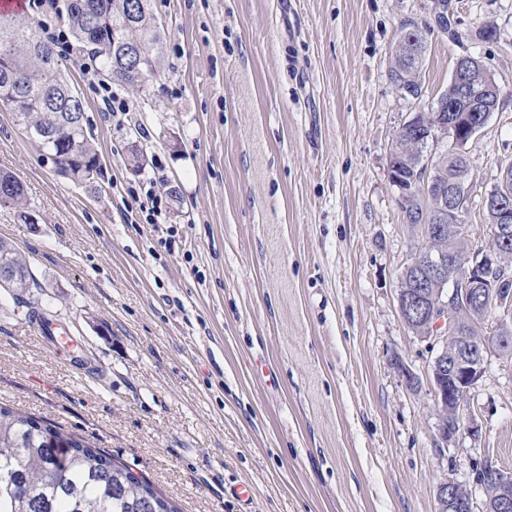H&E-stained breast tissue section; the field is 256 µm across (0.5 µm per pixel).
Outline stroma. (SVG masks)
Segmentation results:
<instances>
[{
	"instance_id": "stroma-1",
	"label": "stroma",
	"mask_w": 512,
	"mask_h": 512,
	"mask_svg": "<svg viewBox=\"0 0 512 512\" xmlns=\"http://www.w3.org/2000/svg\"><path fill=\"white\" fill-rule=\"evenodd\" d=\"M453 3L462 40L429 38L425 96L405 100L390 49L434 0H151L163 50L147 85L106 79L80 47L60 59L98 194L0 109V171L38 218L0 208V237L38 281L0 288V403L106 450L181 512H437L449 479L483 512L476 465L512 472V356L490 352L470 393L478 434L441 441L440 346L397 304L422 237L387 167L460 54L512 88V0ZM486 20L498 42L475 38ZM105 84L129 106L121 119ZM467 152L474 252L490 243L482 199L512 165V98ZM150 193L167 204L158 224L139 210ZM37 312L81 355L50 352Z\"/></svg>"
}]
</instances>
